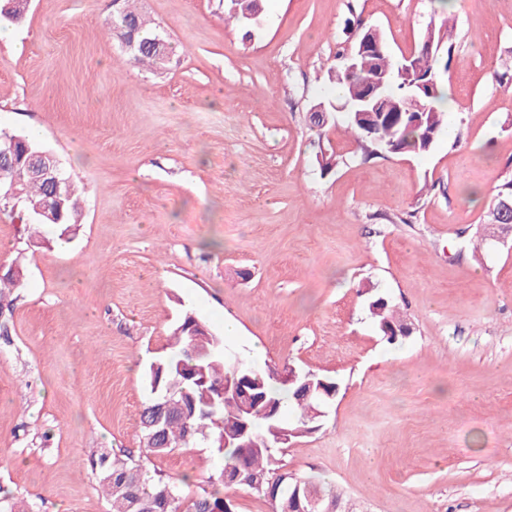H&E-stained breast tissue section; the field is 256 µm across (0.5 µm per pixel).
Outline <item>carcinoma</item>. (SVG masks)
Returning a JSON list of instances; mask_svg holds the SVG:
<instances>
[{
	"instance_id": "1",
	"label": "carcinoma",
	"mask_w": 512,
	"mask_h": 512,
	"mask_svg": "<svg viewBox=\"0 0 512 512\" xmlns=\"http://www.w3.org/2000/svg\"><path fill=\"white\" fill-rule=\"evenodd\" d=\"M137 2L122 0L123 11L112 15L106 23L109 30H122L130 25L142 36L159 33L160 29L139 10ZM262 19L261 15L247 18L235 0H227L225 23L238 28L243 40L254 36ZM423 39L433 40L441 45V49L431 56L423 53L420 47L411 52L412 71L406 78L399 74L396 58L391 54H359L356 56V69L351 70L345 60L347 49L336 52V65L331 70V77L344 87L345 103L352 106L361 103L367 81L386 75L382 111L371 116L374 132L370 134L364 129L356 113L346 115L347 129L354 138L363 163L385 153H428L448 127V114L440 106L439 91L441 74L448 71L455 50L448 19L444 17L438 25L426 30ZM127 62L148 67L154 72L166 68L162 54L151 47H137L128 52ZM410 97L415 98V111H399L401 103ZM10 182L18 183L22 191L26 225L41 226L34 215L47 196L45 181L30 176L24 163L18 159L0 172V185ZM62 191L68 198V209L61 224L80 223L82 199L68 175ZM502 199H512V163L500 176L497 192L488 205L482 223L484 232L491 234L504 224H512V214L498 206ZM369 310L382 336L395 343L398 340L395 329L404 325L396 306L388 300H375ZM197 323V317L184 315L173 329L170 352L152 361L145 373L148 390L157 388L167 399L164 400L160 439L151 440L143 432L141 442L147 454L161 457L178 447L197 446L208 440L216 446L217 454L223 459V467L209 476V482L217 481L224 486L241 485L267 500L271 486L283 479L272 468L277 439L290 430L315 426L310 421L314 401H300L287 390L277 388L274 385L277 380L275 372L263 373L243 359L239 363L237 379L249 381L262 402L255 408L251 403L223 397L219 388L230 373L229 355L221 337L211 332L197 335ZM243 422L248 425V435L254 447H219L218 439L228 431L237 430ZM91 465L99 469L100 486L110 501L111 512H235L231 500L205 489L186 499L179 481L158 471L148 476L142 465L123 454L102 452L91 461ZM289 481L313 486L326 506L339 501V495L333 490L311 479L296 476Z\"/></svg>"
}]
</instances>
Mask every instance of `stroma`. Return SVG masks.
I'll return each instance as SVG.
<instances>
[{
	"label": "stroma",
	"mask_w": 512,
	"mask_h": 512,
	"mask_svg": "<svg viewBox=\"0 0 512 512\" xmlns=\"http://www.w3.org/2000/svg\"><path fill=\"white\" fill-rule=\"evenodd\" d=\"M252 41L225 0H141L176 48L169 70L125 64L111 0H32L0 41V129L33 134L84 198L59 248L0 212V490L29 512H109L101 452L196 493L222 461L201 446L147 456L144 373L194 313L259 370L336 381L319 429L279 467L335 487L351 512H512V228L478 247L512 160V0H263ZM455 22L442 77L448 133L424 155L361 162L329 79L345 23L393 53ZM341 163L322 173V154ZM411 328L391 344L368 306ZM238 324L224 333L225 317Z\"/></svg>",
	"instance_id": "1"
}]
</instances>
